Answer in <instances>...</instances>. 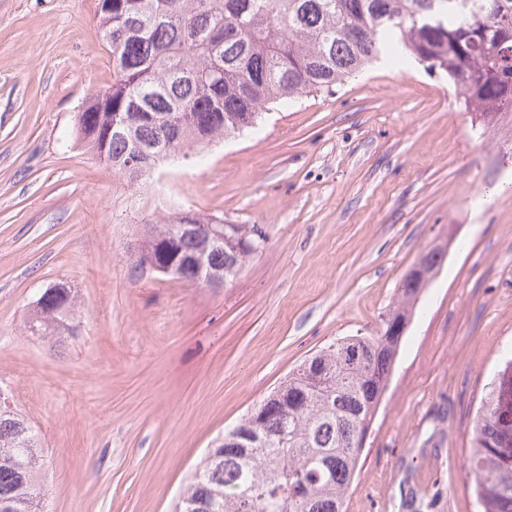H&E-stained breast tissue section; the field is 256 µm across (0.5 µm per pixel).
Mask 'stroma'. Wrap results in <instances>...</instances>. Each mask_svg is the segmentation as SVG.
Listing matches in <instances>:
<instances>
[{
  "mask_svg": "<svg viewBox=\"0 0 512 512\" xmlns=\"http://www.w3.org/2000/svg\"><path fill=\"white\" fill-rule=\"evenodd\" d=\"M96 6L0 0V394L42 438L46 512H174L212 440L304 359L377 333L437 246L347 512H478L471 424L512 359V111L381 61L133 181L74 136L112 82ZM173 205L268 241L219 289L133 281L131 246ZM53 285L78 296L61 342L28 329Z\"/></svg>",
  "mask_w": 512,
  "mask_h": 512,
  "instance_id": "stroma-1",
  "label": "stroma"
}]
</instances>
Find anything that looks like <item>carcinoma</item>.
Segmentation results:
<instances>
[{"label":"carcinoma","mask_w":512,"mask_h":512,"mask_svg":"<svg viewBox=\"0 0 512 512\" xmlns=\"http://www.w3.org/2000/svg\"><path fill=\"white\" fill-rule=\"evenodd\" d=\"M112 55V84L77 115V131L97 158L130 179L128 158L162 143L181 151L253 128L277 104L336 91L385 60L411 59L448 75L467 107H512V0H112L98 13ZM181 209L145 229L139 268L185 269L199 252L209 217L195 235L179 232ZM267 239L237 224L208 248L203 274L235 277ZM399 303L376 336H349L298 365L272 394L216 439L180 494L181 510L346 512L363 464L355 448L372 423L400 342L392 317L410 320L420 292L399 288ZM77 307L63 286L45 289L33 311L48 339ZM512 360L498 372L472 426L465 468L480 512H512ZM41 438L21 414L0 413V504L41 512Z\"/></svg>","instance_id":"1"}]
</instances>
